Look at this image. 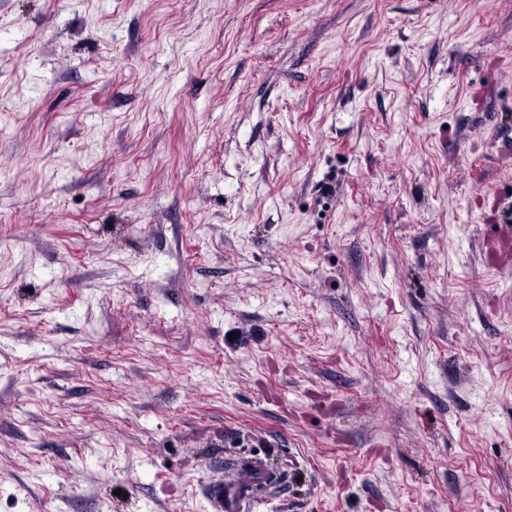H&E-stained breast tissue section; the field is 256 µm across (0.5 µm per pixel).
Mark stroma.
Here are the masks:
<instances>
[{"label": "stroma", "instance_id": "1", "mask_svg": "<svg viewBox=\"0 0 512 512\" xmlns=\"http://www.w3.org/2000/svg\"><path fill=\"white\" fill-rule=\"evenodd\" d=\"M512 0H0V512H512ZM230 469L233 479L213 483L208 498L215 512H246L247 504L257 502L263 493L281 480L259 456L234 460Z\"/></svg>", "mask_w": 512, "mask_h": 512}]
</instances>
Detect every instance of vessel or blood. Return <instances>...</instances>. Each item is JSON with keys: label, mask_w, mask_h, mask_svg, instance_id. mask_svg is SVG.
I'll return each mask as SVG.
<instances>
[{"label": "vessel or blood", "mask_w": 512, "mask_h": 512, "mask_svg": "<svg viewBox=\"0 0 512 512\" xmlns=\"http://www.w3.org/2000/svg\"><path fill=\"white\" fill-rule=\"evenodd\" d=\"M231 469L232 479L208 488L214 512H246L247 504L260 500L267 489L280 481L278 473L271 471L258 456L236 459Z\"/></svg>", "instance_id": "vessel-or-blood-1"}]
</instances>
